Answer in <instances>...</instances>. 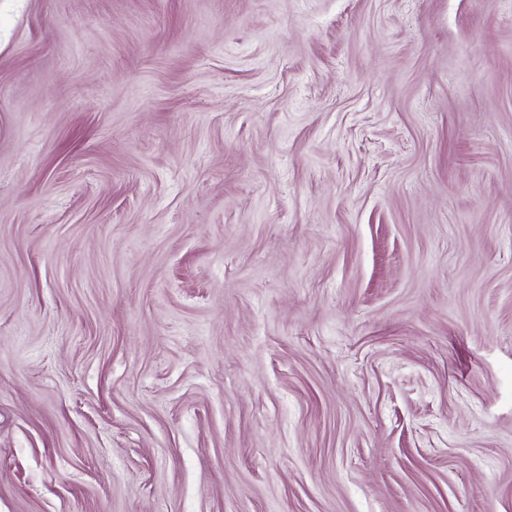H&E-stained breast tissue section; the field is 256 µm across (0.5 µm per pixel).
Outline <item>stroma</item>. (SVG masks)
Returning a JSON list of instances; mask_svg holds the SVG:
<instances>
[{
    "instance_id": "obj_1",
    "label": "stroma",
    "mask_w": 512,
    "mask_h": 512,
    "mask_svg": "<svg viewBox=\"0 0 512 512\" xmlns=\"http://www.w3.org/2000/svg\"><path fill=\"white\" fill-rule=\"evenodd\" d=\"M0 512H512V0H0Z\"/></svg>"
}]
</instances>
